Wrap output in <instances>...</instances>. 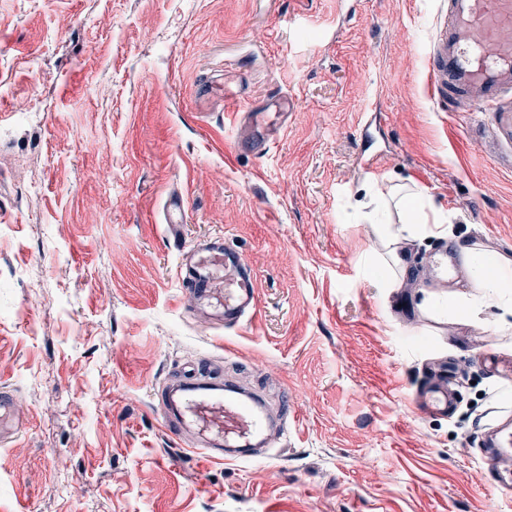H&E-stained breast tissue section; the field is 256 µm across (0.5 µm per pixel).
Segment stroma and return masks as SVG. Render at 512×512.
Returning a JSON list of instances; mask_svg holds the SVG:
<instances>
[{
	"label": "stroma",
	"instance_id": "35a3bbf8",
	"mask_svg": "<svg viewBox=\"0 0 512 512\" xmlns=\"http://www.w3.org/2000/svg\"><path fill=\"white\" fill-rule=\"evenodd\" d=\"M446 10L0 0V388L22 420L0 512H512L484 444L512 408V328L459 308L472 280L418 274L445 242L512 283V112L434 97ZM284 97L265 153L225 148L233 113ZM436 211L445 238L379 230ZM215 237L257 282L232 329L178 284ZM447 363L452 415L418 411ZM194 372L260 395L278 447L184 452L154 391Z\"/></svg>",
	"mask_w": 512,
	"mask_h": 512
}]
</instances>
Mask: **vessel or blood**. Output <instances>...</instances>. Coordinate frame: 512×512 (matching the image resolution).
Listing matches in <instances>:
<instances>
[{
	"mask_svg": "<svg viewBox=\"0 0 512 512\" xmlns=\"http://www.w3.org/2000/svg\"><path fill=\"white\" fill-rule=\"evenodd\" d=\"M429 75L434 94L451 106L512 112V0H448V22L438 29L429 51ZM244 129L243 144L265 152L259 113H249ZM178 279L226 327L258 311L252 269L223 241L199 244L182 254ZM420 404L445 414L454 400L450 391L433 387L423 392ZM157 405L189 452L215 462L244 461L257 447L276 443L264 405L254 398L244 399L231 386L190 380L162 390ZM16 429L13 399L1 390L0 436Z\"/></svg>",
	"mask_w": 512,
	"mask_h": 512,
	"instance_id": "b4317fda",
	"label": "vessel or blood"
}]
</instances>
